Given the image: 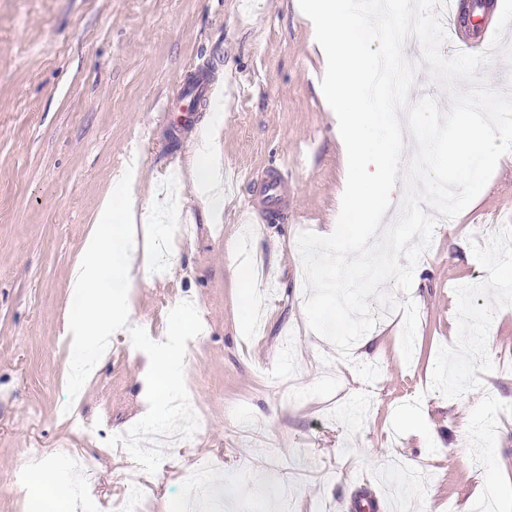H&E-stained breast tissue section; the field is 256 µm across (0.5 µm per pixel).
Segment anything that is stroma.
<instances>
[{
  "label": "stroma",
  "instance_id": "stroma-1",
  "mask_svg": "<svg viewBox=\"0 0 512 512\" xmlns=\"http://www.w3.org/2000/svg\"><path fill=\"white\" fill-rule=\"evenodd\" d=\"M496 2L474 12L496 28L483 73L507 91L512 0ZM202 67L215 99L163 119L166 99ZM325 70L298 0H0V512H28L29 496L60 512L30 473V448L77 491L60 451L85 457L100 512L117 508L127 459L101 453L58 409L69 394L70 268L134 150L138 207L174 210L193 233L165 273L142 272L133 307L149 333L113 337L74 413L98 425L100 442L117 431L152 442L167 418L154 409L147 363L167 326L205 324L199 341L174 339L187 367L172 395L195 393L197 428L147 474L150 507L182 493L200 459L232 486L209 512H313L319 502L349 512L366 482L386 512H476L496 481H512V267L499 262L512 257V161L498 162L452 223L435 225L410 292L384 285L417 306L413 357L403 359L397 317L377 320L360 360L380 374L364 393L351 363H323L335 348L304 314L297 237L334 222L346 179L318 93ZM217 112L225 172L284 161L293 174L287 216L258 225L251 240L265 300L246 329L226 244L244 226L250 189L225 191L223 224L206 223L184 165Z\"/></svg>",
  "mask_w": 512,
  "mask_h": 512
}]
</instances>
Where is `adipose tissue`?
<instances>
[{
	"label": "adipose tissue",
	"instance_id": "1",
	"mask_svg": "<svg viewBox=\"0 0 512 512\" xmlns=\"http://www.w3.org/2000/svg\"><path fill=\"white\" fill-rule=\"evenodd\" d=\"M219 126L218 120H211L198 133L186 156L194 196L210 224L222 223L224 218ZM139 171L140 157L134 151L114 176L112 189L104 196L96 222L70 271L72 307L64 333L70 338L67 377L72 381L92 377L96 363L89 360V353L104 355L112 348L113 335L129 333L134 321L131 289L141 267L154 262L163 240L161 220L153 212L136 209L130 187ZM192 333L193 325L187 321L165 330L168 341L161 345L152 363L158 405L168 402L173 375L183 366V357L171 339Z\"/></svg>",
	"mask_w": 512,
	"mask_h": 512
}]
</instances>
